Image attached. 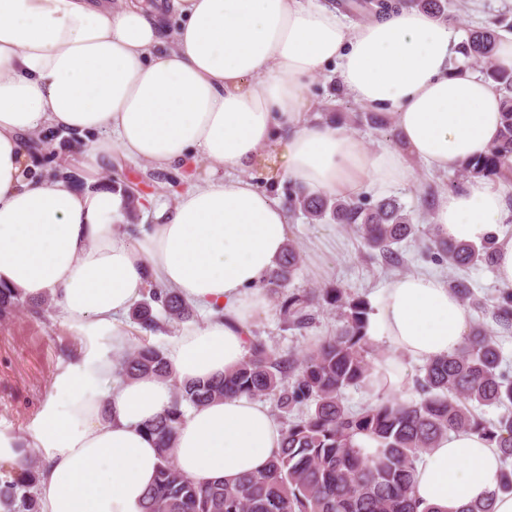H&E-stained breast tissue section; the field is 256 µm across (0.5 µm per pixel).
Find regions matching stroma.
Returning a JSON list of instances; mask_svg holds the SVG:
<instances>
[{"mask_svg":"<svg viewBox=\"0 0 512 512\" xmlns=\"http://www.w3.org/2000/svg\"><path fill=\"white\" fill-rule=\"evenodd\" d=\"M448 13L457 24L460 36H467L476 27L489 25L499 15L512 21V0H448ZM311 121L325 119L326 107L338 112L361 115V123L351 130L368 147L398 146V134L391 114L379 111L381 126L372 127L368 121L370 107L348 96L341 88L333 68L319 74L310 88ZM37 136L47 158L42 168L47 172L67 168L83 175L84 158L75 137L51 128H43ZM138 184L144 194L157 204H173L184 181L178 171L159 172L131 160H122L120 169L99 172L98 182L112 178ZM464 183L458 170L433 173L417 168L414 181L407 186L391 189L410 213L413 223L428 229L432 222L433 206L448 192ZM288 238L303 254L304 261L291 283L292 288L318 290L331 286L345 288L348 293L365 297L377 305L382 287L392 277L427 272L453 279L447 265L435 262L424 248V238L402 242L403 261L399 266H383L362 240L342 225L331 222L308 223L304 217L289 219ZM268 310L252 323L256 340L279 352L306 353L315 343L333 335L339 326L335 310L325 306L314 309V320L303 331L284 324L275 299H268ZM79 342L73 330L58 317L54 307L40 306L39 310L22 307L6 319H0V433L22 438L30 436L32 424L42 403L52 392L54 375L75 358Z\"/></svg>","mask_w":512,"mask_h":512,"instance_id":"obj_1","label":"stroma"}]
</instances>
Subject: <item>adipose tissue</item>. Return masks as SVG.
I'll use <instances>...</instances> for the list:
<instances>
[{"label": "adipose tissue", "instance_id": "1", "mask_svg": "<svg viewBox=\"0 0 512 512\" xmlns=\"http://www.w3.org/2000/svg\"><path fill=\"white\" fill-rule=\"evenodd\" d=\"M456 44L454 24L405 6L351 24L317 0H0V284L52 296L80 338L24 442L42 463V512H141L159 464L144 423L170 407L173 381L218 378L244 359L288 239L286 210L243 175L262 150L277 176L352 196L410 184L419 165L448 171L496 142L502 95L453 66ZM330 65L350 97L391 111L399 148L308 119L310 86ZM45 127L83 139L89 170L119 152L182 171L187 185L131 243L114 231L120 192L77 190L34 168L25 141ZM201 157L211 171L200 181ZM506 215L504 193L474 177L440 199L433 231L479 243ZM153 284L207 320L171 338V378L123 380L124 316ZM469 328L441 277L393 278L369 321L392 349L375 367L396 352L423 362L455 353ZM281 442L265 401L224 398L185 415L171 456L194 481L232 483L263 471ZM501 475L493 444L452 432L418 463L416 498L438 512L485 500L512 512Z\"/></svg>", "mask_w": 512, "mask_h": 512}]
</instances>
